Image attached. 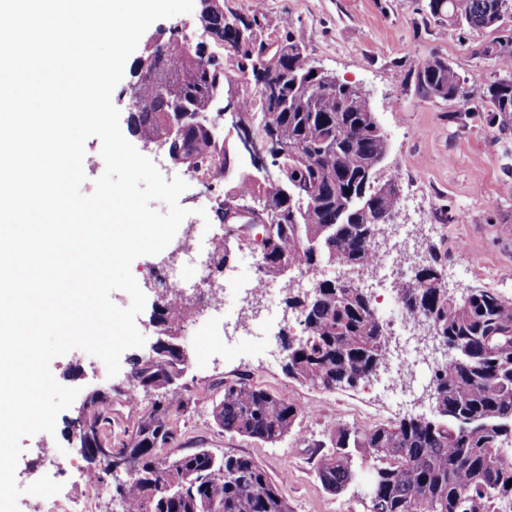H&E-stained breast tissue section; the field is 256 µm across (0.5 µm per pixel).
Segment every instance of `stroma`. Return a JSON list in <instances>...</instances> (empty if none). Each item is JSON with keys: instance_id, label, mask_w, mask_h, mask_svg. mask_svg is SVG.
Instances as JSON below:
<instances>
[{"instance_id": "obj_1", "label": "stroma", "mask_w": 512, "mask_h": 512, "mask_svg": "<svg viewBox=\"0 0 512 512\" xmlns=\"http://www.w3.org/2000/svg\"><path fill=\"white\" fill-rule=\"evenodd\" d=\"M225 13L258 16L257 33L267 41L291 38L305 45L314 66L339 81L360 87L366 94L387 137V156L380 178L397 175L401 195L391 224L376 242L395 247L403 267L426 262L430 250L447 251L443 270L449 293L480 285L512 297V118H492L487 112H468L467 102L418 95L405 73L418 63L438 56L467 76L477 89L494 75L491 61L476 58L475 46L495 40L490 30L472 31L429 19L426 0H223ZM180 198L189 214L179 234L192 242L223 243L219 223L205 224L214 213L212 195L195 179ZM162 255L135 259L131 271L146 296L136 318L145 332L141 348L125 351L120 371L111 382L100 375L101 360L74 349L56 357L51 371L62 385L82 392L103 389L109 394V417L102 437L112 448H122L139 418L151 409L153 391L130 389L128 372L133 357L145 356L159 337L151 321L153 306L165 298L151 272ZM253 271L241 264L233 249L224 272L213 274V288L225 298V322L176 329L185 352L183 372L169 395L178 401L168 421L176 441L162 451L173 457L197 448L217 454L254 457L281 487L291 512H369L361 487L340 493L325 490L316 475L317 444L327 442L336 424L368 427L404 416L431 413L426 391L431 351L419 343L427 327L417 322L398 330L399 341L412 347L418 372L398 366L390 353L376 379L356 389L324 391L289 379L285 352L279 344L281 322L293 333L301 327L285 307L289 277L277 279L274 300L250 293ZM247 377L268 390L288 393L303 410L295 430L270 445L225 433L213 418L224 381ZM81 400L59 413L54 434L22 439L16 468L20 487L42 476L61 484L59 493L43 501L19 499L20 512H121L111 493L96 494L92 481L100 469L82 455L71 433Z\"/></svg>"}]
</instances>
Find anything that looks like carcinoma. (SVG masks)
<instances>
[{"label": "carcinoma", "mask_w": 512, "mask_h": 512, "mask_svg": "<svg viewBox=\"0 0 512 512\" xmlns=\"http://www.w3.org/2000/svg\"><path fill=\"white\" fill-rule=\"evenodd\" d=\"M202 2L204 32L224 47V55L207 68L163 42L154 45L155 52L168 51V66L151 78L138 76L142 109L130 113L129 121L134 131L161 139L166 113L188 108L185 147L170 155L172 163L195 172L220 171L227 180L241 151L239 133L217 141L205 117L213 83L230 75L228 63L242 70L250 49L221 24L212 0ZM426 14L473 31H502L474 51L494 60L500 77L471 100L468 111L511 115L512 29L505 23L512 20V0H427ZM272 55L278 59L267 68V80L278 94L256 91L241 107L254 131L275 130L286 153L275 178L253 171L224 185L223 203L241 211L258 203L273 216L284 213L281 220L269 219L267 251L260 253L263 277L280 263L321 274L315 287L286 300L302 325L301 335L282 338L288 377L326 391L354 389L350 377L376 376L388 332L353 273L368 262L371 234L397 204L398 180L376 176L387 141L358 87L316 82L306 46L291 38L277 42ZM406 78L421 94L446 101L458 99L467 84L437 56ZM446 259L436 252L396 283L403 311L415 318L429 315L452 348L429 369L433 415L366 428L338 424L330 450L317 461L318 478L330 492L366 478L374 495L370 512H496V502L512 501V298L489 288H468L457 296L433 287ZM187 312L169 303L154 310L153 320L172 330ZM183 362L155 351L133 359L130 377L144 389H166ZM104 402L99 392L87 398L74 430L78 438L99 434L107 419ZM173 406L164 399L141 416L121 449L129 466L118 463L110 448L92 458L107 476L126 472L119 482L123 512H290L282 489L251 456H218L208 448L173 458L153 454L174 441L167 422ZM213 413L224 432L274 444L292 432L302 410L287 395L239 377L224 381Z\"/></svg>", "instance_id": "cac0c4a2"}]
</instances>
